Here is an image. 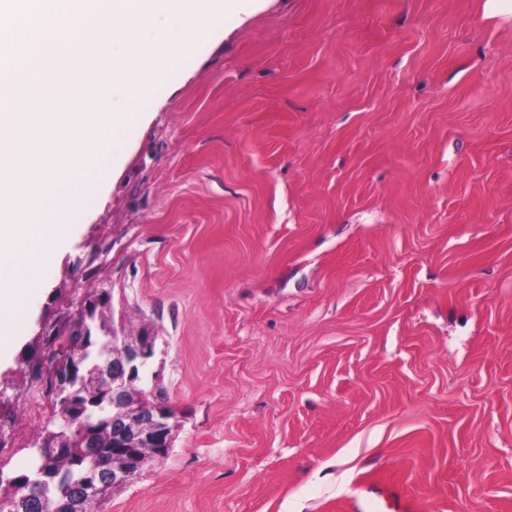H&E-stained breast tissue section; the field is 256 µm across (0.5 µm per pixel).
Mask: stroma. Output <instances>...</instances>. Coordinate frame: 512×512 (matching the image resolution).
I'll use <instances>...</instances> for the list:
<instances>
[{
  "mask_svg": "<svg viewBox=\"0 0 512 512\" xmlns=\"http://www.w3.org/2000/svg\"><path fill=\"white\" fill-rule=\"evenodd\" d=\"M98 161L0 364L1 468H31L43 326L108 288L176 428L104 512H365L386 483L512 512L511 21L245 0Z\"/></svg>",
  "mask_w": 512,
  "mask_h": 512,
  "instance_id": "35a3bbf8",
  "label": "stroma"
}]
</instances>
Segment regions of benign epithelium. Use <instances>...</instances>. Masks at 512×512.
I'll list each match as a JSON object with an SVG mask.
<instances>
[{
  "instance_id": "1",
  "label": "benign epithelium",
  "mask_w": 512,
  "mask_h": 512,
  "mask_svg": "<svg viewBox=\"0 0 512 512\" xmlns=\"http://www.w3.org/2000/svg\"><path fill=\"white\" fill-rule=\"evenodd\" d=\"M101 303V296L85 300V317L76 331L80 335L95 336L104 331L102 325L87 321L91 312ZM155 341L151 333L140 331L135 334L112 329V359L92 364L86 371L71 373L58 388L59 401L65 407L79 414L88 430L107 427L112 436V466L104 471L95 461L83 470L82 478L75 486V501L81 503L92 499L103 491L105 478L112 479V487L123 486L132 481L140 472L141 448H153L162 454L171 446L170 419L167 405L159 399L149 401L146 396L156 391L158 375H152V383L142 377L144 368L153 358ZM111 376L108 388L112 402V417L103 420L89 402L78 401L71 393V387L95 383L103 376ZM51 476L39 468L27 477L26 497L34 502L43 500V493Z\"/></svg>"
}]
</instances>
